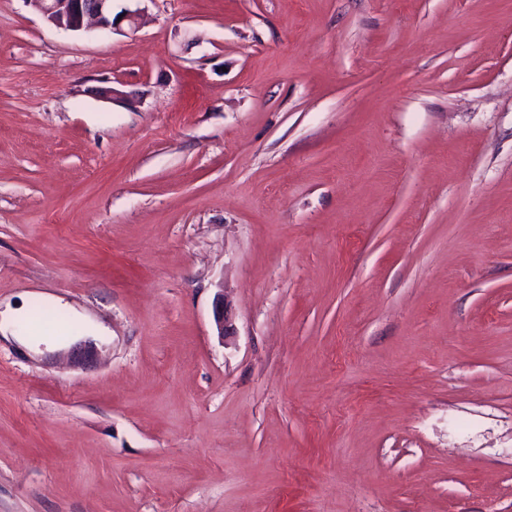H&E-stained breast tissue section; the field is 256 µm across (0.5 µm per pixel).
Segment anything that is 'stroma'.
I'll use <instances>...</instances> for the list:
<instances>
[{
	"mask_svg": "<svg viewBox=\"0 0 512 512\" xmlns=\"http://www.w3.org/2000/svg\"><path fill=\"white\" fill-rule=\"evenodd\" d=\"M112 8L0 0V306L109 337L0 344V512H512V0ZM54 26L72 32L98 29L105 33L122 32V25L136 28L139 10L125 8L113 15L112 0H29Z\"/></svg>",
	"mask_w": 512,
	"mask_h": 512,
	"instance_id": "obj_1",
	"label": "stroma"
}]
</instances>
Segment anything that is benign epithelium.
Masks as SVG:
<instances>
[{"instance_id": "7a95c632", "label": "benign epithelium", "mask_w": 512, "mask_h": 512, "mask_svg": "<svg viewBox=\"0 0 512 512\" xmlns=\"http://www.w3.org/2000/svg\"><path fill=\"white\" fill-rule=\"evenodd\" d=\"M54 26L72 32L98 29L114 34L122 25L134 28L139 10L124 9L113 14L112 0H30Z\"/></svg>"}]
</instances>
